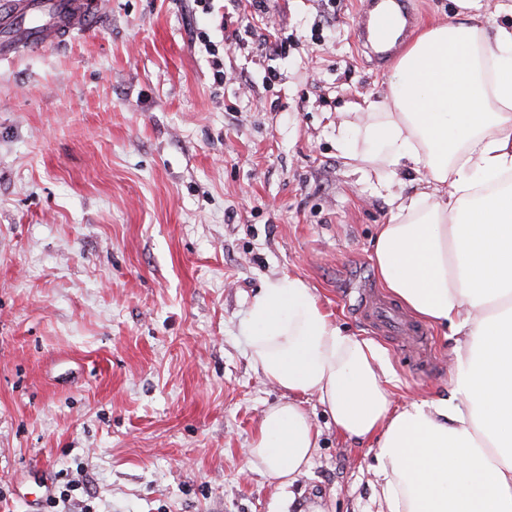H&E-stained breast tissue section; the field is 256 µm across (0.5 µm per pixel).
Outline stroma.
<instances>
[{
	"mask_svg": "<svg viewBox=\"0 0 512 512\" xmlns=\"http://www.w3.org/2000/svg\"><path fill=\"white\" fill-rule=\"evenodd\" d=\"M103 2L91 33L0 62V512H380L372 442L316 398L292 485L245 454L284 398L245 325L284 276L386 351L396 405L453 386L452 337L422 361L345 299L379 286L390 212L336 148L387 92L365 0Z\"/></svg>",
	"mask_w": 512,
	"mask_h": 512,
	"instance_id": "stroma-1",
	"label": "stroma"
}]
</instances>
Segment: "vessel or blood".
<instances>
[{"mask_svg": "<svg viewBox=\"0 0 512 512\" xmlns=\"http://www.w3.org/2000/svg\"><path fill=\"white\" fill-rule=\"evenodd\" d=\"M99 15L87 0H0V29L9 33L0 41V60L11 58L21 45L37 48L66 41L76 32L93 31ZM409 20L405 0H368L358 23L375 60L383 62L394 55L396 45L388 30L393 23ZM357 293V311L381 333L423 343L425 330L407 322L396 306L373 299L367 286H359Z\"/></svg>", "mask_w": 512, "mask_h": 512, "instance_id": "1", "label": "vessel or blood"}]
</instances>
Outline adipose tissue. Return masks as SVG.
I'll list each match as a JSON object with an SVG mask.
<instances>
[{
	"mask_svg": "<svg viewBox=\"0 0 512 512\" xmlns=\"http://www.w3.org/2000/svg\"><path fill=\"white\" fill-rule=\"evenodd\" d=\"M455 22L422 32L363 99L347 158L423 172L390 196L373 259L384 287L416 317L450 330L456 371L445 400L395 409V373L373 341L347 335L313 288L288 276L252 303L250 357L287 394L267 409L249 461L278 486L309 465L319 433L299 402L313 396L338 432L375 443L387 512H512V24Z\"/></svg>",
	"mask_w": 512,
	"mask_h": 512,
	"instance_id": "ef3b65f1",
	"label": "adipose tissue"
}]
</instances>
